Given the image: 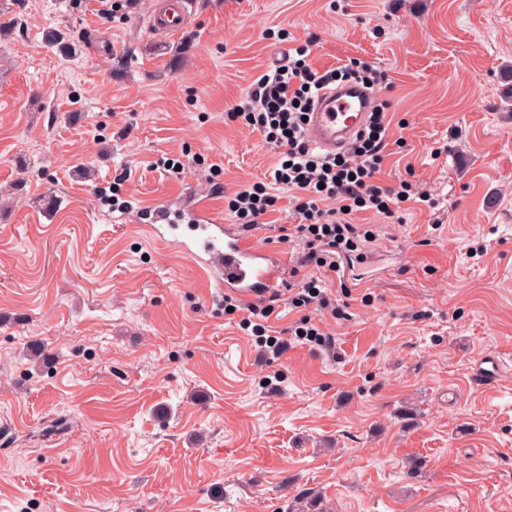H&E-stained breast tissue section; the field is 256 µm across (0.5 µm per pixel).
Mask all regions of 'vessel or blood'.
<instances>
[{"label":"vessel or blood","instance_id":"obj_1","mask_svg":"<svg viewBox=\"0 0 512 512\" xmlns=\"http://www.w3.org/2000/svg\"><path fill=\"white\" fill-rule=\"evenodd\" d=\"M192 7V0H162L149 26L160 34L179 33L187 26ZM373 104V95L355 84L323 89L307 126L308 139L330 153L346 149ZM199 229L202 237L198 244L206 267L224 273L221 288L251 300L279 287L284 274L278 254L243 237L232 224L206 222Z\"/></svg>","mask_w":512,"mask_h":512}]
</instances>
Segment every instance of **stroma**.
<instances>
[{
	"mask_svg": "<svg viewBox=\"0 0 512 512\" xmlns=\"http://www.w3.org/2000/svg\"><path fill=\"white\" fill-rule=\"evenodd\" d=\"M155 0L0 5V512H512V0ZM286 29L278 44L266 28ZM58 29L61 45L46 33ZM383 71L406 119L389 184L427 202L362 212L365 265L330 276L335 355L264 363L224 291L148 214L269 181L274 153L225 112L271 59ZM501 363L493 384L475 361ZM192 0H163L149 23L150 28L160 34L181 32L188 24L193 7Z\"/></svg>",
	"mask_w": 512,
	"mask_h": 512,
	"instance_id": "stroma-1",
	"label": "stroma"
}]
</instances>
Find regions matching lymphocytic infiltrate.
I'll return each instance as SVG.
<instances>
[{"label": "lymphocytic infiltrate", "mask_w": 512, "mask_h": 512, "mask_svg": "<svg viewBox=\"0 0 512 512\" xmlns=\"http://www.w3.org/2000/svg\"><path fill=\"white\" fill-rule=\"evenodd\" d=\"M309 56L308 46L295 47L287 58L257 75L226 114L229 121L258 132L275 150L270 183L256 182L227 196L221 184L214 182L210 192L224 195L226 210L241 233L249 235L264 227L266 216L277 210L278 190H286L295 202L298 222L290 233L279 235V242L298 238L302 244L300 266L336 274L360 260L361 247L371 236L370 230L350 223V215L371 211L395 217L415 192L411 181L390 186L383 179L393 147L405 145L392 122L388 100L376 103L364 130L346 151L326 154L307 140V117L322 89L340 80L374 87L382 79L357 58L338 70L321 72L312 67ZM224 304L239 312L242 328L263 338L272 358L283 355L292 337L329 352L335 348L334 336L314 320L318 314L340 313L323 277L302 279L288 292L277 291L248 303L228 294ZM282 306L298 314L286 338L267 333L270 318Z\"/></svg>", "instance_id": "lymphocytic-infiltrate-1"}]
</instances>
